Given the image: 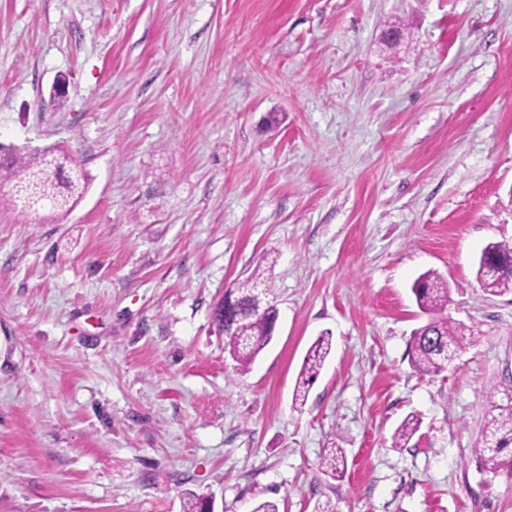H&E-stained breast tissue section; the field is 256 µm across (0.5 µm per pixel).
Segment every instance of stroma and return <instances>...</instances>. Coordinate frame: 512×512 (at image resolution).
<instances>
[{"instance_id": "35a3bbf8", "label": "stroma", "mask_w": 512, "mask_h": 512, "mask_svg": "<svg viewBox=\"0 0 512 512\" xmlns=\"http://www.w3.org/2000/svg\"><path fill=\"white\" fill-rule=\"evenodd\" d=\"M0 143L89 179L0 205V512H512L473 455L512 397V294L476 279L512 241V0H0ZM256 270L279 318L240 373L214 309ZM429 270L474 331L434 375ZM330 351L331 340L325 336L319 337L308 349L294 388L295 406L302 407L306 404L309 388L319 375Z\"/></svg>"}]
</instances>
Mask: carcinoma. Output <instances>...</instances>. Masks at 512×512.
<instances>
[{
  "mask_svg": "<svg viewBox=\"0 0 512 512\" xmlns=\"http://www.w3.org/2000/svg\"><path fill=\"white\" fill-rule=\"evenodd\" d=\"M4 157L0 160V180L12 181L13 202L19 203L33 194L51 202V208L67 210L84 193L88 179L77 158L54 148L57 159L50 160L38 152H27L13 146L0 145ZM476 278L489 295L512 293V243L490 242L478 261ZM412 293L428 322L418 328L412 339L411 363L423 374H438L448 367V353L461 347L466 325L452 322L445 315L448 306V282L437 271L429 270L414 283ZM270 282L259 272L239 281L224 293L235 302V309L224 311L218 320L224 321L227 337L225 350L236 363L235 370L243 373L260 352L271 342L278 319L276 305L270 300ZM331 340L318 338L308 349L296 380L294 404L304 406L310 386L314 383L330 354ZM496 413L487 421L482 437L474 448L481 471L498 476L512 464L502 458L505 448L512 445V402L495 406ZM420 421L407 416L396 428L393 447L401 448L416 434ZM325 472L336 477L344 472L341 448H331L322 459Z\"/></svg>",
  "mask_w": 512,
  "mask_h": 512,
  "instance_id": "carcinoma-1",
  "label": "carcinoma"
}]
</instances>
